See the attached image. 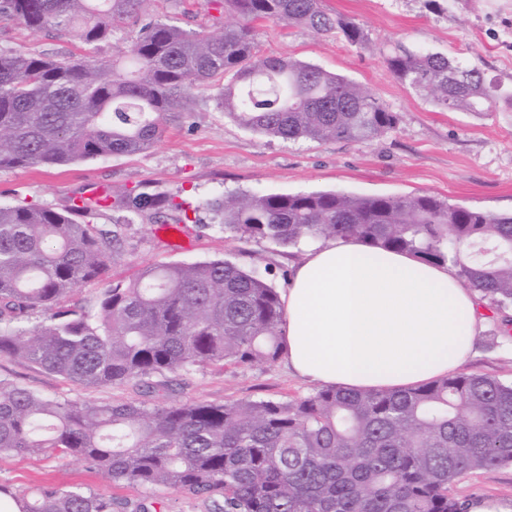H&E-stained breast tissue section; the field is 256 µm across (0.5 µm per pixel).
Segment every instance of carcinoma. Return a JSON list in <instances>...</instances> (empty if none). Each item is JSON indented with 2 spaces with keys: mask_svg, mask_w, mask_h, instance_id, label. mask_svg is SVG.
I'll return each mask as SVG.
<instances>
[{
  "mask_svg": "<svg viewBox=\"0 0 512 512\" xmlns=\"http://www.w3.org/2000/svg\"><path fill=\"white\" fill-rule=\"evenodd\" d=\"M143 0H0L35 34L74 37L81 56L0 51V170L69 166L153 148L174 114L209 90L224 115L284 141L370 143L399 113L346 77L297 60L257 55L264 22L366 36L324 0H211L241 25L221 34L187 21L143 19L128 47L99 53ZM387 69L443 112H512V95L477 66L401 43ZM135 212L179 209L165 196L122 200ZM224 229L295 248L308 239L356 241L451 263L496 308L512 306V213L430 194L340 191L226 194L207 202ZM75 205H0V356L86 387L135 383L148 399L60 402L0 381V455L69 454L142 488L167 486L209 500L214 512H467L453 492L464 473L512 464V382L458 373L403 391L323 387L296 399L222 404L153 401L155 374L211 365L254 366L281 356L276 288L229 260L142 268L108 288L97 316L62 301L100 279L121 227ZM49 313L30 329L32 311ZM18 512H112L79 488L30 492L0 483Z\"/></svg>",
  "mask_w": 512,
  "mask_h": 512,
  "instance_id": "cac0c4a2",
  "label": "carcinoma"
}]
</instances>
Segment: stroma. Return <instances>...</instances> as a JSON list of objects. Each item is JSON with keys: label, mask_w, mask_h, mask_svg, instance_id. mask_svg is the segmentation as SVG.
Returning <instances> with one entry per match:
<instances>
[{"label": "stroma", "mask_w": 512, "mask_h": 512, "mask_svg": "<svg viewBox=\"0 0 512 512\" xmlns=\"http://www.w3.org/2000/svg\"><path fill=\"white\" fill-rule=\"evenodd\" d=\"M329 9L354 19L365 46L303 28L260 25V55L293 58L321 66L361 85L400 115L396 131L370 144L344 141L285 142L248 131L224 116L210 92L195 95L172 121L166 136L146 153L98 159L68 167L0 170V204L69 205L87 184L115 194L160 193L180 204L189 247L158 237L152 213L115 208L95 216L98 224L122 223L123 243L103 281L83 286L65 301L96 311L104 289L157 263L224 258L255 271L276 289L286 288L296 250L224 230L206 207L227 191L298 193L337 190L355 195L431 194L490 212H512V112L474 116L441 112L426 92L393 76L384 62L397 43L473 62L502 92H512V0H448V10L426 8L425 0H326ZM47 56L79 52L72 39L35 35L15 19L0 17V50ZM512 310L492 311L476 355L467 365L512 381ZM0 379L58 401L95 403L141 400L131 384L88 388L39 367L0 356ZM160 401L221 404L236 399L285 400L313 392L284 361L253 367L208 366L160 375ZM19 490L51 485L79 487L112 500L114 512H136L143 500L164 512H212L211 506L170 487L119 485L71 456H0V483ZM461 499L493 500L512 512V465L464 475L454 484Z\"/></svg>", "instance_id": "stroma-1"}]
</instances>
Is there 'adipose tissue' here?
Wrapping results in <instances>:
<instances>
[{
    "label": "adipose tissue",
    "instance_id": "obj_1",
    "mask_svg": "<svg viewBox=\"0 0 512 512\" xmlns=\"http://www.w3.org/2000/svg\"><path fill=\"white\" fill-rule=\"evenodd\" d=\"M281 298L288 369L347 390H405L457 374L487 321L451 266L358 242L304 248Z\"/></svg>",
    "mask_w": 512,
    "mask_h": 512
}]
</instances>
